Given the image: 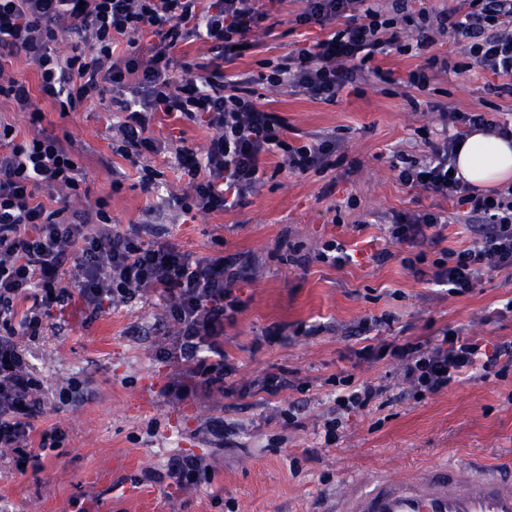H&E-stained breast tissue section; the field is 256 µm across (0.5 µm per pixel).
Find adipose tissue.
Returning <instances> with one entry per match:
<instances>
[{"label": "adipose tissue", "mask_w": 512, "mask_h": 512, "mask_svg": "<svg viewBox=\"0 0 512 512\" xmlns=\"http://www.w3.org/2000/svg\"><path fill=\"white\" fill-rule=\"evenodd\" d=\"M456 166L464 181L484 191L511 183L512 141L472 133L458 150Z\"/></svg>", "instance_id": "obj_1"}]
</instances>
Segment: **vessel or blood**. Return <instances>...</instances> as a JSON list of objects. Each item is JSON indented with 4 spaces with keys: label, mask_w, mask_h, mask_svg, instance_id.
<instances>
[{
    "label": "vessel or blood",
    "mask_w": 512,
    "mask_h": 512,
    "mask_svg": "<svg viewBox=\"0 0 512 512\" xmlns=\"http://www.w3.org/2000/svg\"><path fill=\"white\" fill-rule=\"evenodd\" d=\"M334 512H512V461L451 462L349 481Z\"/></svg>",
    "instance_id": "vessel-or-blood-1"
}]
</instances>
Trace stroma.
<instances>
[{"label": "stroma", "instance_id": "stroma-1", "mask_svg": "<svg viewBox=\"0 0 512 512\" xmlns=\"http://www.w3.org/2000/svg\"><path fill=\"white\" fill-rule=\"evenodd\" d=\"M301 7V0H279L272 33L259 35L233 72L258 77L263 61L321 38L320 29L294 25ZM433 55L447 59L451 72L437 75L426 91L406 87L409 72ZM375 64L390 72V82L369 79L332 103L257 82L259 104L287 121L290 141L334 132L343 147L333 154V167L322 171L279 172L275 159H268L263 185L246 206L192 218L170 207L171 195L183 193L188 182L173 153L151 160L157 175L147 191L141 170L113 153L109 128L120 115L109 99L87 102L65 117L36 100L46 132L72 140L92 195L110 193L120 228L155 224L184 250L240 253L254 264L236 289L244 308L224 327V356L236 368L235 391L227 396L168 395L167 385L185 364L168 300L158 291L107 304L94 319L75 298L45 319L39 336L20 337L30 369L48 392L35 429L59 427L65 440L23 473L10 463V450L0 447V512H76L79 502L89 512H325L351 477L379 470L398 475L451 456H512V376H476L418 401L398 364L355 355L362 345L355 329L366 321L377 343L423 339L447 326L464 327L490 343L512 338L511 315L488 319L512 298L511 270L491 273L471 293L452 296L398 259L382 266L370 259L388 244L384 226L391 214L454 210L452 201L403 185L395 152L439 129L438 106L512 113V95L489 94L493 75L474 65L462 42L446 37L417 53L377 56ZM150 133L198 152L210 136L205 126L163 114ZM116 171L122 174L117 187ZM330 240L353 253L350 264L317 261ZM292 245L306 265L284 262ZM385 314L391 323H381ZM275 324L290 332L271 344L265 330ZM317 324L324 332L295 333ZM281 369L307 384V391L265 393L264 376ZM334 376L381 385L383 393L351 417L336 444L327 445L323 420L336 395L328 383ZM296 400L304 408L293 425L281 412ZM214 417L224 420L223 437L205 429ZM184 453L201 457L208 472L180 488L167 465ZM142 486L152 487L151 498L141 497Z\"/></svg>", "mask_w": 512, "mask_h": 512}]
</instances>
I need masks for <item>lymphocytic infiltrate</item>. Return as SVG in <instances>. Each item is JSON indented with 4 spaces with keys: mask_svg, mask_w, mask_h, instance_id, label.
Instances as JSON below:
<instances>
[{
    "mask_svg": "<svg viewBox=\"0 0 512 512\" xmlns=\"http://www.w3.org/2000/svg\"><path fill=\"white\" fill-rule=\"evenodd\" d=\"M266 0H0V61L22 58L38 72L37 89L0 74V98L29 115L30 130L0 120V447L12 461L27 464L40 450L64 438L59 428L35 433L45 403L44 385L29 369L18 337L39 335L54 309L79 298L90 314L105 303L145 290L162 291L168 316L178 330L186 377L169 391L182 398L195 391L223 390L233 372L224 361V326L242 310L235 287L242 278L239 255L200 256L168 241H144L140 232L113 228L109 201L90 197L86 174L71 144L41 131L34 95L59 110L76 111L85 102L110 96L125 119L112 137V150L137 164L162 149L148 133L155 114L197 121L212 129L203 153L181 146L176 153L188 177L173 205L182 213L211 214L244 206L260 187L269 157L278 168L304 173L328 168L336 136L288 140V125L254 99L250 78L229 65L253 49L257 33L272 32ZM410 0H303L293 22L325 30L324 38L264 61L262 81L332 102L346 86L390 75L374 67L376 56L406 54L428 47L434 35L470 40L481 69L501 77L491 94L512 95V0H467L463 17L454 11L411 10ZM61 31L78 33L93 56L75 50L59 55L50 48ZM210 40L208 61L179 57L182 44ZM128 55L115 57L116 39ZM444 132L425 139L422 155L400 154L404 185L456 200L455 215L433 211L393 215L390 245L372 259L382 265L399 259L418 271L430 264L431 278L449 294L466 295L488 274L512 269V186L480 192L453 177L456 148L464 131L512 137V122L484 112L441 108ZM49 200H41L42 192ZM87 197L84 210H71V197ZM470 227L472 245L442 247L449 222ZM410 252L395 257L392 245ZM439 256L428 259L429 247ZM71 274V286L62 283ZM364 360L391 358L403 369L413 398L438 395L464 377L479 373L499 379L512 375V340L493 345L447 327L425 340L366 345ZM338 394L324 422L326 443L341 437L351 415L367 408L380 387L333 377Z\"/></svg>",
    "mask_w": 512,
    "mask_h": 512,
    "instance_id": "lymphocytic-infiltrate-1",
    "label": "lymphocytic infiltrate"
}]
</instances>
